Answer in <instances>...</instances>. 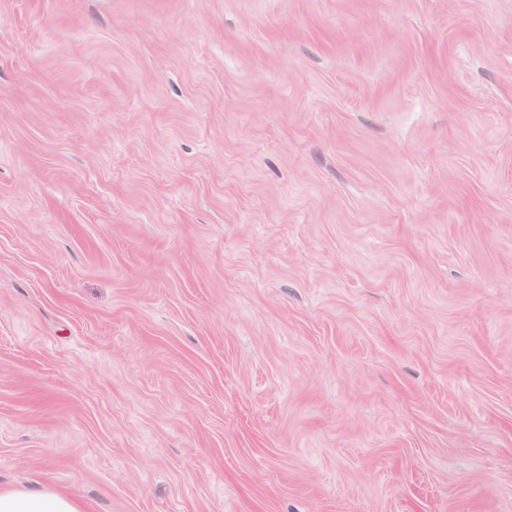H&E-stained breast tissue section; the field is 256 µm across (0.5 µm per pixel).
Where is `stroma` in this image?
<instances>
[{
	"label": "stroma",
	"mask_w": 512,
	"mask_h": 512,
	"mask_svg": "<svg viewBox=\"0 0 512 512\" xmlns=\"http://www.w3.org/2000/svg\"><path fill=\"white\" fill-rule=\"evenodd\" d=\"M512 512V0H0V488Z\"/></svg>",
	"instance_id": "obj_1"
}]
</instances>
